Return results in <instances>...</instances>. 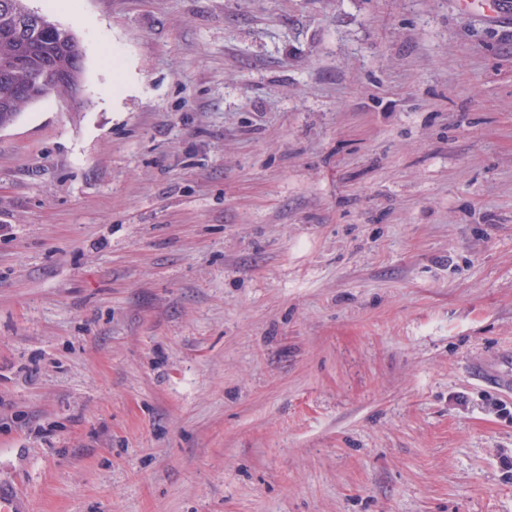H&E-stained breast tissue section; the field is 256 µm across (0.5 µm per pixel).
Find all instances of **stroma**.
<instances>
[{
    "label": "stroma",
    "instance_id": "obj_1",
    "mask_svg": "<svg viewBox=\"0 0 512 512\" xmlns=\"http://www.w3.org/2000/svg\"><path fill=\"white\" fill-rule=\"evenodd\" d=\"M0 481L29 512H512V15L29 0ZM45 17L31 10H27L25 13L19 15L15 21V33L17 37L26 39L31 35L33 30L37 32L49 27V23Z\"/></svg>",
    "mask_w": 512,
    "mask_h": 512
}]
</instances>
